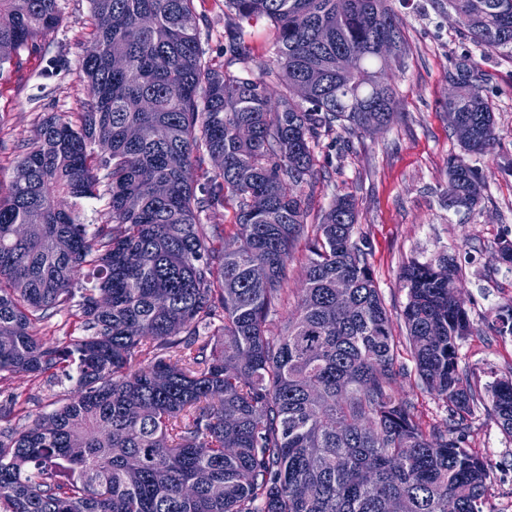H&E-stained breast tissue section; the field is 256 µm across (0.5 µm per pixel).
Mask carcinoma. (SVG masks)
<instances>
[{
	"instance_id": "carcinoma-1",
	"label": "carcinoma",
	"mask_w": 512,
	"mask_h": 512,
	"mask_svg": "<svg viewBox=\"0 0 512 512\" xmlns=\"http://www.w3.org/2000/svg\"><path fill=\"white\" fill-rule=\"evenodd\" d=\"M84 111L42 118L0 202V373L70 375L69 398L0 429V512H485L493 464L468 445L484 408L512 436V378L481 394L460 366L472 332L448 255L410 261L407 340L445 426L422 428L395 384L399 347L340 196L288 262L310 203L315 148L341 127L381 130L407 53L391 0H224V68L200 41L197 0H89ZM481 55H512V0H448ZM0 75L60 22L59 0H0ZM270 22L272 104L246 24ZM448 118L467 154L499 134L478 61L452 64ZM223 163L201 183L204 155ZM106 183L110 224L85 223ZM448 208L481 200L448 162ZM232 206L225 238L201 215ZM86 271L85 281L76 274ZM347 285L344 293L336 281ZM70 335L36 325L59 314ZM304 241L294 249L292 258L289 262L288 269L290 279L288 280V288H290L291 304L288 305V313L292 310L294 304V296L300 292L302 288V266L305 263L307 252L304 250Z\"/></svg>"
}]
</instances>
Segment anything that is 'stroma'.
I'll list each match as a JSON object with an SVG mask.
<instances>
[{
	"label": "stroma",
	"instance_id": "1",
	"mask_svg": "<svg viewBox=\"0 0 512 512\" xmlns=\"http://www.w3.org/2000/svg\"><path fill=\"white\" fill-rule=\"evenodd\" d=\"M61 22L39 38L35 51L21 54V66L0 76V197H8L17 157L31 141L39 120L82 111L86 99L82 56L92 32L89 0H60ZM408 45L406 67L395 73L398 115L384 130L354 137L338 131L316 148L317 165L304 193L313 197L308 226L318 224L335 197L353 196L357 227L370 242V262L395 335L405 336L407 303L400 273L408 262H427L440 253L453 259L458 293L473 335L461 344L460 365L471 385L484 389L512 377V335L498 332L499 318L512 307V265L499 261L496 245L512 240V177L501 175L499 162L512 159V57L497 53L479 58L480 88L493 109L499 141L492 154L469 156L485 187L471 211L455 212L441 204L448 188V161L461 152L446 113L454 92L448 73L452 59L475 47L448 0H395ZM201 42L215 65L224 63V0H204L199 9ZM63 70L43 80L49 60ZM403 370L399 397L413 401L426 426H442L446 412L419 379L410 353H400ZM71 382L14 373L0 381V405H12L0 428L22 427L50 412L68 395ZM469 445L492 461L512 456V438L497 418L477 409L470 421Z\"/></svg>",
	"mask_w": 512,
	"mask_h": 512
}]
</instances>
